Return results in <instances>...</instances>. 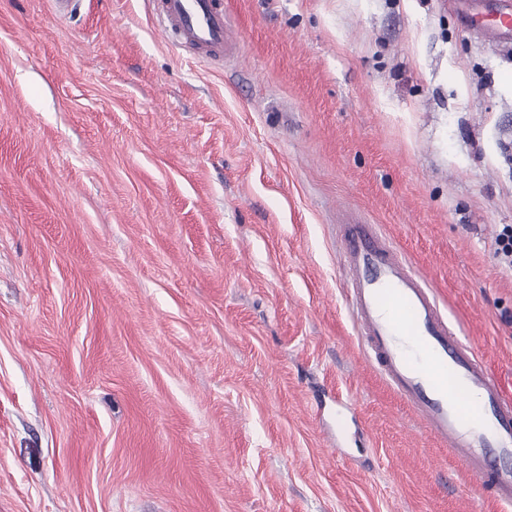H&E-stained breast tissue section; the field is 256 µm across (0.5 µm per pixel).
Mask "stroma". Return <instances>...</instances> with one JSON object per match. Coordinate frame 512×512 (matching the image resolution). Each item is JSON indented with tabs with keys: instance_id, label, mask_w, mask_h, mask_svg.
<instances>
[{
	"instance_id": "35a3bbf8",
	"label": "stroma",
	"mask_w": 512,
	"mask_h": 512,
	"mask_svg": "<svg viewBox=\"0 0 512 512\" xmlns=\"http://www.w3.org/2000/svg\"><path fill=\"white\" fill-rule=\"evenodd\" d=\"M0 0V512H500L360 350L380 225L512 392V43L457 0ZM167 40L195 51L203 61H221L232 31L223 0H149Z\"/></svg>"
}]
</instances>
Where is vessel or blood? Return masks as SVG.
Returning a JSON list of instances; mask_svg holds the SVG:
<instances>
[{"label": "vessel or blood", "mask_w": 512, "mask_h": 512, "mask_svg": "<svg viewBox=\"0 0 512 512\" xmlns=\"http://www.w3.org/2000/svg\"><path fill=\"white\" fill-rule=\"evenodd\" d=\"M149 3L167 38L202 60H223L231 36L224 0ZM336 231L362 349L481 495L512 507V395L380 225Z\"/></svg>", "instance_id": "1"}]
</instances>
